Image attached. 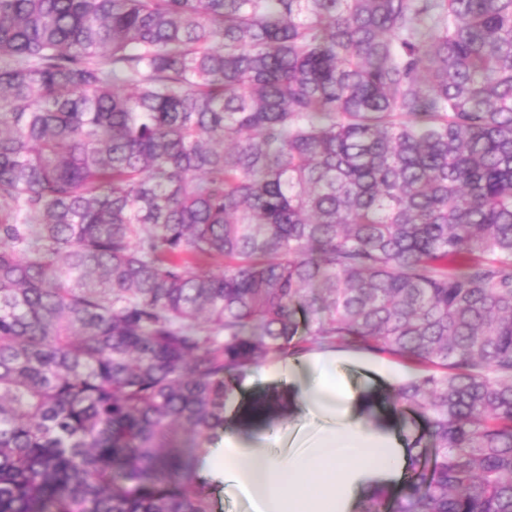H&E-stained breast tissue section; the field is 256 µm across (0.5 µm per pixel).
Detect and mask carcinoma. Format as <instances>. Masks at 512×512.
<instances>
[{
	"instance_id": "1",
	"label": "carcinoma",
	"mask_w": 512,
	"mask_h": 512,
	"mask_svg": "<svg viewBox=\"0 0 512 512\" xmlns=\"http://www.w3.org/2000/svg\"><path fill=\"white\" fill-rule=\"evenodd\" d=\"M328 348L424 424L358 512H512V0H0V512H215Z\"/></svg>"
}]
</instances>
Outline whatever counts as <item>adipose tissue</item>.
I'll list each match as a JSON object with an SVG mask.
<instances>
[{
    "label": "adipose tissue",
    "instance_id": "obj_1",
    "mask_svg": "<svg viewBox=\"0 0 512 512\" xmlns=\"http://www.w3.org/2000/svg\"><path fill=\"white\" fill-rule=\"evenodd\" d=\"M331 353L289 360L281 376L300 401L324 420L307 445L293 452L261 447L267 426L257 413L239 433L210 449L202 477L230 483L252 512H349L354 500L392 486L407 463L404 445L388 429L363 426L355 394Z\"/></svg>",
    "mask_w": 512,
    "mask_h": 512
}]
</instances>
